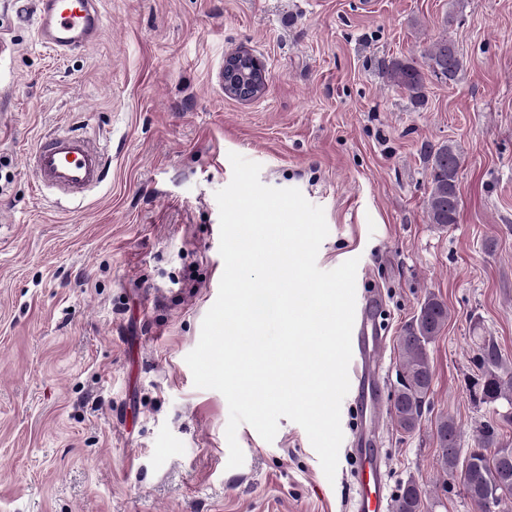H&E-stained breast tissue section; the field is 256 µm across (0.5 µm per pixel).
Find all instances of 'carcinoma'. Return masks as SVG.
Segmentation results:
<instances>
[{
	"instance_id": "1",
	"label": "carcinoma",
	"mask_w": 512,
	"mask_h": 512,
	"mask_svg": "<svg viewBox=\"0 0 512 512\" xmlns=\"http://www.w3.org/2000/svg\"><path fill=\"white\" fill-rule=\"evenodd\" d=\"M431 72L455 83L463 72V60L448 37L441 36L429 43L422 54ZM389 81L408 92L416 104L424 97L421 71L416 62L395 57L385 66ZM431 191L427 199L429 223L441 228L457 223L459 195L457 175L461 157L457 147L443 144L428 155ZM448 323V305L436 295L428 294L420 304L417 314L400 339L401 379L393 392L390 411L397 425L412 432L419 425L423 407L433 382V368L427 345ZM476 364L479 370L474 388L480 400L492 407V412L508 423L512 412H499L497 403L505 401L512 406V368L505 365L500 350L491 338L477 337ZM436 436L441 450L440 465L443 471L457 475L466 497L478 509L486 512L484 505L494 500L496 512H509L512 505V448L498 446V428L486 425L479 436L477 447L471 449L465 465L458 466V432L454 419L448 415L436 421ZM509 479L503 480L504 473ZM425 494L414 480L401 486L394 496L391 512H424Z\"/></svg>"
}]
</instances>
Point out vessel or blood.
I'll return each mask as SVG.
<instances>
[{
  "label": "vessel or blood",
  "instance_id": "obj_1",
  "mask_svg": "<svg viewBox=\"0 0 512 512\" xmlns=\"http://www.w3.org/2000/svg\"><path fill=\"white\" fill-rule=\"evenodd\" d=\"M36 36L56 54L89 47L100 41L107 20L100 0H36ZM31 169L39 186L53 190L58 201L85 200L107 178L103 147L70 129H57L38 139L30 154ZM381 337H369L364 317H356L352 331L350 372L355 383L372 379L374 351ZM358 479L353 512H386L387 482L377 449L356 454Z\"/></svg>",
  "mask_w": 512,
  "mask_h": 512
}]
</instances>
